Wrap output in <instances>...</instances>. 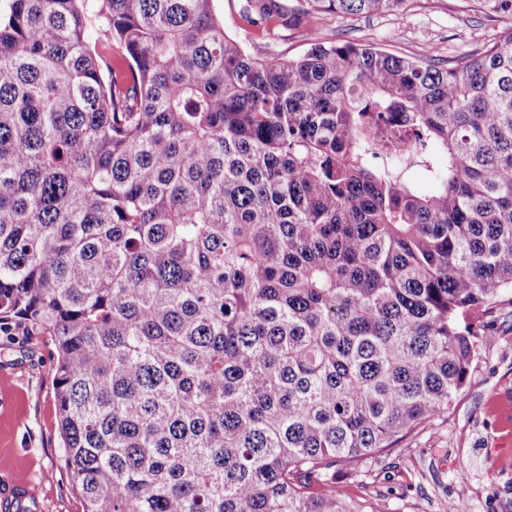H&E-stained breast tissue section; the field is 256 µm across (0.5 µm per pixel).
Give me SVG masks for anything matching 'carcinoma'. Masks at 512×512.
<instances>
[{"instance_id":"carcinoma-1","label":"carcinoma","mask_w":512,"mask_h":512,"mask_svg":"<svg viewBox=\"0 0 512 512\" xmlns=\"http://www.w3.org/2000/svg\"><path fill=\"white\" fill-rule=\"evenodd\" d=\"M471 2L507 31L434 63L0 0V321L54 341L82 512H362L330 470L448 411L512 290V0Z\"/></svg>"}]
</instances>
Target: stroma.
<instances>
[{"mask_svg": "<svg viewBox=\"0 0 512 512\" xmlns=\"http://www.w3.org/2000/svg\"><path fill=\"white\" fill-rule=\"evenodd\" d=\"M291 21L245 15L242 0H214L228 35L278 57L303 53L306 30L327 42H366L411 57L445 59L475 51L505 32L506 20L464 9L461 0H415L405 13L336 15L281 0ZM465 387L448 412L399 447L336 471V486L367 512H512V295L483 317ZM0 490L32 483L24 512H81L63 468L55 398L54 347L46 336L0 334Z\"/></svg>", "mask_w": 512, "mask_h": 512, "instance_id": "1", "label": "stroma"}]
</instances>
